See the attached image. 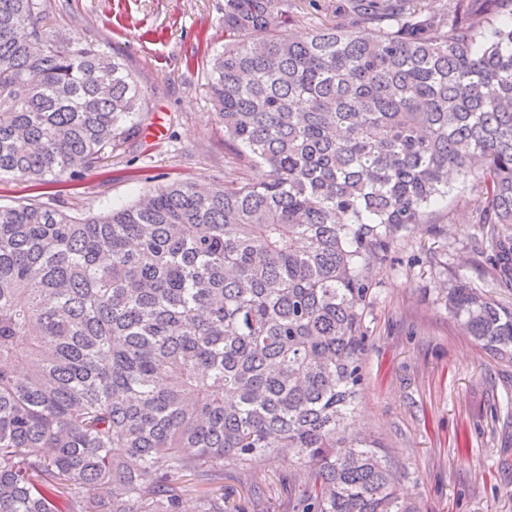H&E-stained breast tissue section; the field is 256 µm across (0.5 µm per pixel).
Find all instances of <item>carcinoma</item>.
<instances>
[{
  "label": "carcinoma",
  "mask_w": 512,
  "mask_h": 512,
  "mask_svg": "<svg viewBox=\"0 0 512 512\" xmlns=\"http://www.w3.org/2000/svg\"><path fill=\"white\" fill-rule=\"evenodd\" d=\"M46 10L0 0V176L35 186L97 168L146 108ZM291 24L290 0H224L209 61L224 143L264 180L86 217L0 205V512H185V483L284 453L293 512H418L350 431L372 271L475 193L512 284V0H347L306 37ZM446 308L512 365V307L461 282Z\"/></svg>",
  "instance_id": "1"
}]
</instances>
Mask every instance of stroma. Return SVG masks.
<instances>
[{
  "mask_svg": "<svg viewBox=\"0 0 512 512\" xmlns=\"http://www.w3.org/2000/svg\"><path fill=\"white\" fill-rule=\"evenodd\" d=\"M344 0H293L292 30L334 21ZM45 25L78 46L122 59L149 110L101 167L62 188L60 204L95 215L133 203L146 184L258 182L224 144L207 62L224 45V0H47ZM472 203L452 202L434 224L404 231L373 271L364 327L365 380L356 427L378 435L419 512H512V427H504L512 368L499 365L444 309L466 282L512 305L479 248ZM287 457L225 468L209 489L235 512H292Z\"/></svg>",
  "mask_w": 512,
  "mask_h": 512,
  "instance_id": "1",
  "label": "stroma"
}]
</instances>
